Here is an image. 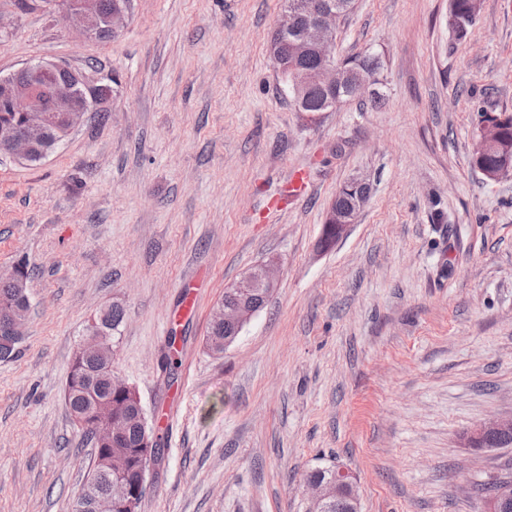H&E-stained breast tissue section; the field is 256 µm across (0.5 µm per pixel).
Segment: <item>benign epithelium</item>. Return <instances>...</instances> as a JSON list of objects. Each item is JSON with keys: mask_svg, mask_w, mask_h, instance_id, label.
I'll return each instance as SVG.
<instances>
[{"mask_svg": "<svg viewBox=\"0 0 512 512\" xmlns=\"http://www.w3.org/2000/svg\"><path fill=\"white\" fill-rule=\"evenodd\" d=\"M65 21L68 28L84 37H94L102 29L116 32L126 14L118 0L104 12L100 0H65ZM338 7L332 0H292L289 12L279 23L278 32L283 43H288V35L298 32L297 42L312 41L317 44L321 66L313 72L298 74L293 79L295 96L302 90L319 84L332 87L336 80V70L343 66L342 59L336 56V36L325 34L336 30ZM25 76L22 82L8 76L0 77V103L9 112H28L29 121L20 129L0 135V155L19 160H29L42 142L47 123L52 122L66 133H71L76 124L71 121V113L86 114L90 111L88 100L97 95V85L91 83L84 71L65 63L38 61L18 69ZM279 282L278 268L272 261L260 262L251 267L237 283L239 291L261 288L270 295ZM260 311L247 300L224 304V324L243 327ZM512 435V418H493L470 432L467 441L477 444L492 438ZM500 489L486 502L490 512H512V478L499 479ZM304 494L312 506L334 498H347L353 504H360L353 476L347 471L338 470L325 480L306 479Z\"/></svg>", "mask_w": 512, "mask_h": 512, "instance_id": "7a95c632", "label": "benign epithelium"}]
</instances>
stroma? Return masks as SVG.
<instances>
[{"label": "stroma", "instance_id": "obj_1", "mask_svg": "<svg viewBox=\"0 0 512 512\" xmlns=\"http://www.w3.org/2000/svg\"><path fill=\"white\" fill-rule=\"evenodd\" d=\"M285 0H133L110 40L62 0H0V74L63 61L117 77L47 159L0 158V270L25 259L30 314L0 361V512H72L93 450L64 400L86 326L120 303L116 371L164 436L141 512H306L302 483L349 471L361 512H481L512 446V178L471 165L477 101L512 111V0L466 40L449 0H357L336 54L382 59V108L294 112L268 51ZM308 173L286 208L269 202ZM370 197L319 249L337 190ZM279 286L224 353L216 304L255 264ZM178 333L177 368L157 359ZM505 435H512V418H493L471 431L469 436H467V441L473 445Z\"/></svg>", "mask_w": 512, "mask_h": 512}]
</instances>
